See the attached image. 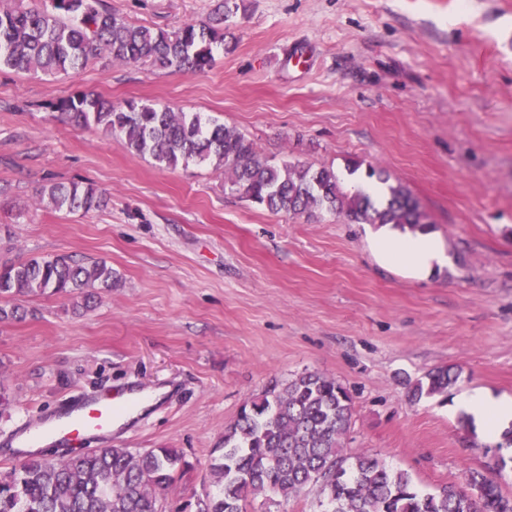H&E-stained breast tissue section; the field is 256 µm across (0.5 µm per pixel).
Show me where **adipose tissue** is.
<instances>
[{
  "label": "adipose tissue",
  "mask_w": 512,
  "mask_h": 512,
  "mask_svg": "<svg viewBox=\"0 0 512 512\" xmlns=\"http://www.w3.org/2000/svg\"><path fill=\"white\" fill-rule=\"evenodd\" d=\"M373 250L381 263L420 277L429 275L448 260L442 241L429 234L409 236L386 230L374 239ZM453 410L472 415L488 439L496 438L512 422V398H495L481 389L460 395Z\"/></svg>",
  "instance_id": "ef3b65f1"
}]
</instances>
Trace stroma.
<instances>
[{
    "label": "stroma",
    "mask_w": 512,
    "mask_h": 512,
    "mask_svg": "<svg viewBox=\"0 0 512 512\" xmlns=\"http://www.w3.org/2000/svg\"><path fill=\"white\" fill-rule=\"evenodd\" d=\"M220 0H103L167 33ZM210 68L190 73L106 58L66 74L0 70V264L66 254L111 266L94 309L25 300L0 321V475L13 432L73 397L138 384L171 392L115 448H177L164 512H198L215 487L224 429L272 381L304 372L353 396L342 443L407 473L419 493L464 486L512 447L448 406L480 388L512 397V0H237ZM79 92L200 114L276 163L351 162L403 184L448 263L424 278L380 264L370 225L324 210L274 213L231 193L212 163L167 168L116 135L59 119ZM93 185L87 213L41 197ZM448 392L410 401L427 372ZM312 487L249 497L246 512H322Z\"/></svg>",
    "instance_id": "1"
}]
</instances>
